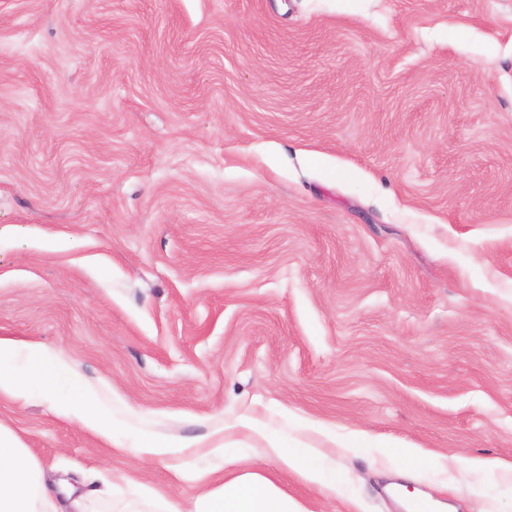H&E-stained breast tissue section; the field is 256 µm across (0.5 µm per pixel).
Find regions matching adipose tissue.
Wrapping results in <instances>:
<instances>
[{
  "mask_svg": "<svg viewBox=\"0 0 512 512\" xmlns=\"http://www.w3.org/2000/svg\"><path fill=\"white\" fill-rule=\"evenodd\" d=\"M49 399L57 414L74 419L102 438H111L115 419L110 408L101 405L97 395L59 353L41 343H20L0 337V396L25 400L33 395ZM306 430L317 435V442H285L260 418L243 415L224 428L223 443L211 451L223 455L225 463L240 460L242 439L259 443L262 457L271 458L288 472L300 474L309 484L334 489L324 464L325 449L335 447L336 435L321 423L309 421ZM50 489L26 448L0 427V512H57L49 497ZM165 512H307L298 501L256 471H245L223 482L209 485L192 507L177 499L166 502Z\"/></svg>",
  "mask_w": 512,
  "mask_h": 512,
  "instance_id": "adipose-tissue-1",
  "label": "adipose tissue"
}]
</instances>
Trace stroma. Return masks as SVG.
I'll return each mask as SVG.
<instances>
[{"mask_svg":"<svg viewBox=\"0 0 512 512\" xmlns=\"http://www.w3.org/2000/svg\"><path fill=\"white\" fill-rule=\"evenodd\" d=\"M0 336L115 405L0 397L82 512L192 503L242 414L367 434L330 495L249 457L308 512H512L457 463L512 461V0H0ZM188 444L176 443L154 434L146 433L138 439L136 445L130 448L137 455L146 456L156 460H166L181 453ZM380 448H386V454H391L400 459L403 467L408 472L419 470L421 467L427 466L431 463V458L426 456L425 453L418 448L397 445H385L380 446Z\"/></svg>","mask_w":512,"mask_h":512,"instance_id":"1","label":"stroma"}]
</instances>
